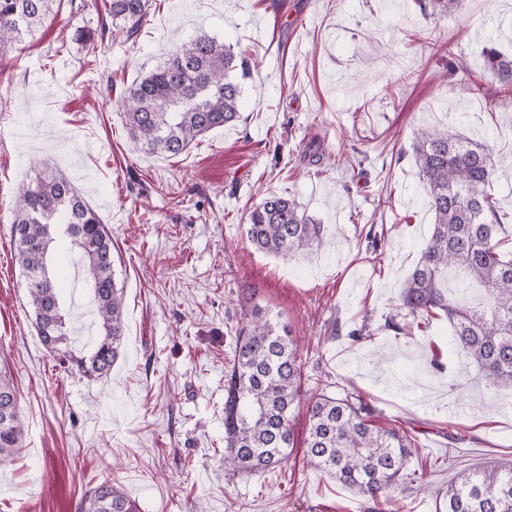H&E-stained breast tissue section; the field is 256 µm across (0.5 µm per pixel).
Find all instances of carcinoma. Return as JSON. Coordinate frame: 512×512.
Returning <instances> with one entry per match:
<instances>
[{
    "instance_id": "carcinoma-1",
    "label": "carcinoma",
    "mask_w": 512,
    "mask_h": 512,
    "mask_svg": "<svg viewBox=\"0 0 512 512\" xmlns=\"http://www.w3.org/2000/svg\"><path fill=\"white\" fill-rule=\"evenodd\" d=\"M461 0H420L426 17L448 14ZM61 0H0V50L23 41L53 21ZM150 0H91L105 19L99 36L136 37ZM483 68L499 91L512 94V55L494 47ZM248 60L205 33L180 42L168 59L128 86L121 99L130 135L150 154L175 157L210 131L240 118ZM419 176L434 222L408 277L398 319L444 315L451 340L462 348L489 387L512 386V225L498 209L497 172L490 149L448 128L420 130L413 142ZM322 226L291 195L268 194L251 209L245 234L264 253L292 258L320 243ZM12 235L15 258L28 278L29 303L42 344L60 362L87 378L112 369L124 336L123 289L116 283L112 236L72 180L45 172L17 196ZM59 237L79 251L84 281L92 291V351L69 349L70 328L61 313L47 256ZM303 396L301 352L280 333L270 311L257 304L235 329L234 358L224 370V465L262 472L285 460L294 447L290 416ZM304 457L365 498L369 512H393L390 489L403 477L416 445L415 428L372 425L362 398L321 395L307 401ZM23 437L19 400L9 372L0 368V463L15 456ZM79 512H139L112 480L86 491ZM443 512H512V463L464 471L448 488Z\"/></svg>"
}]
</instances>
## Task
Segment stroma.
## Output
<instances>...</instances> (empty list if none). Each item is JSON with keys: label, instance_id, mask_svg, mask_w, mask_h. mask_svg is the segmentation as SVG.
<instances>
[{"label": "stroma", "instance_id": "35a3bbf8", "mask_svg": "<svg viewBox=\"0 0 512 512\" xmlns=\"http://www.w3.org/2000/svg\"><path fill=\"white\" fill-rule=\"evenodd\" d=\"M101 21L63 0L51 25L0 52V361L24 429L21 453L0 466V512H78L106 475L141 512H367L298 448L263 473L225 469L224 369L256 304L302 340L308 390L361 395L375 425L415 427L397 512H436L460 472L512 461V388L482 385L447 318L406 335L386 326L433 222L416 129L445 122L488 141L512 213V97L481 70L484 47L512 54V0H463L431 20L416 0H151L135 43L76 40ZM200 33L251 62L241 118L178 157L147 153L119 99L174 38ZM449 41L473 87L438 52ZM46 170L68 175L112 232L124 340L101 379L43 346L14 257L16 193ZM268 193L294 195L321 245L288 260L257 251L245 217ZM77 265L57 240L53 277L86 351ZM354 329L366 340L348 339Z\"/></svg>", "mask_w": 512, "mask_h": 512}]
</instances>
